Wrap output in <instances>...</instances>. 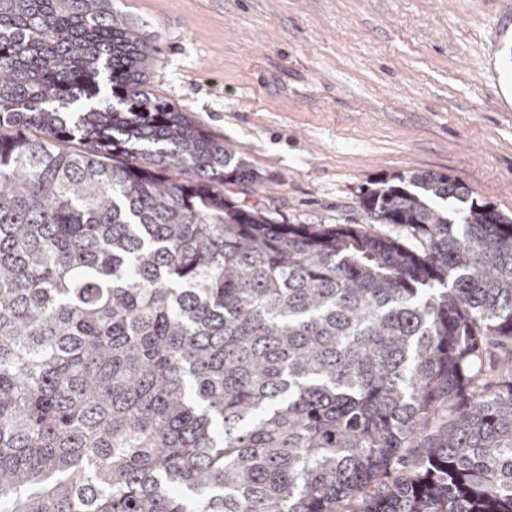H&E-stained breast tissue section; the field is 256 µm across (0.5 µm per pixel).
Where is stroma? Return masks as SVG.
<instances>
[{
    "mask_svg": "<svg viewBox=\"0 0 512 512\" xmlns=\"http://www.w3.org/2000/svg\"><path fill=\"white\" fill-rule=\"evenodd\" d=\"M147 86L261 175L292 224H359L419 169L512 216V0H120Z\"/></svg>",
    "mask_w": 512,
    "mask_h": 512,
    "instance_id": "35a3bbf8",
    "label": "stroma"
}]
</instances>
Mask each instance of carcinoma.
Returning <instances> with one entry per match:
<instances>
[{
    "instance_id": "carcinoma-1",
    "label": "carcinoma",
    "mask_w": 512,
    "mask_h": 512,
    "mask_svg": "<svg viewBox=\"0 0 512 512\" xmlns=\"http://www.w3.org/2000/svg\"><path fill=\"white\" fill-rule=\"evenodd\" d=\"M115 2L0 0V512H512V218L277 219Z\"/></svg>"
}]
</instances>
